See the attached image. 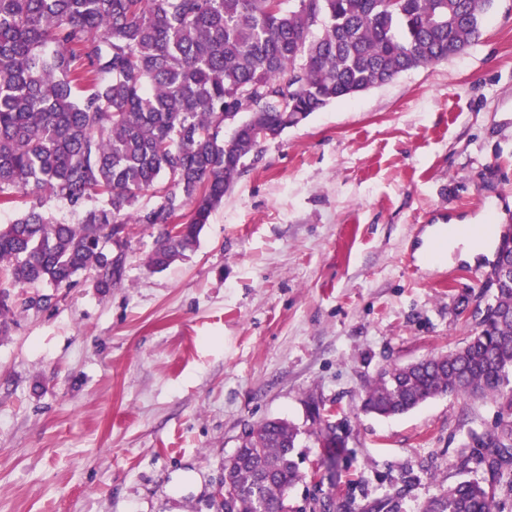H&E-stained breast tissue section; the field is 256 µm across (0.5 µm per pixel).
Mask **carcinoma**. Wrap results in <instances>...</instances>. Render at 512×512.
<instances>
[{
    "mask_svg": "<svg viewBox=\"0 0 512 512\" xmlns=\"http://www.w3.org/2000/svg\"><path fill=\"white\" fill-rule=\"evenodd\" d=\"M491 0H0V336L14 310L58 304L78 277L104 291L125 277L130 225L154 235L152 270L196 247L212 211L264 142L327 105L464 53ZM145 196L152 204L142 203ZM50 200L78 222L46 211ZM493 265L485 328L459 349L384 369L362 408L397 416L446 394L490 396L494 431H472L461 481L423 512H492L512 474V281ZM47 285L53 292L37 287ZM315 436L336 467L342 437L314 408ZM299 430L270 419L224 461V512H288L304 478Z\"/></svg>",
    "mask_w": 512,
    "mask_h": 512,
    "instance_id": "1",
    "label": "carcinoma"
}]
</instances>
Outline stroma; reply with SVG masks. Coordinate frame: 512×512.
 <instances>
[{"label": "stroma", "mask_w": 512, "mask_h": 512, "mask_svg": "<svg viewBox=\"0 0 512 512\" xmlns=\"http://www.w3.org/2000/svg\"><path fill=\"white\" fill-rule=\"evenodd\" d=\"M512 225V0H491L465 54L329 104L262 146L187 257L145 265L132 228L122 284L81 283L0 337V512H217L224 462L268 418L300 430L321 471L312 408L344 422L336 478L300 482L335 512H399L461 480L469 432L497 403L444 395L362 411L380 370L463 346L493 255L425 262L440 224Z\"/></svg>", "instance_id": "1"}]
</instances>
